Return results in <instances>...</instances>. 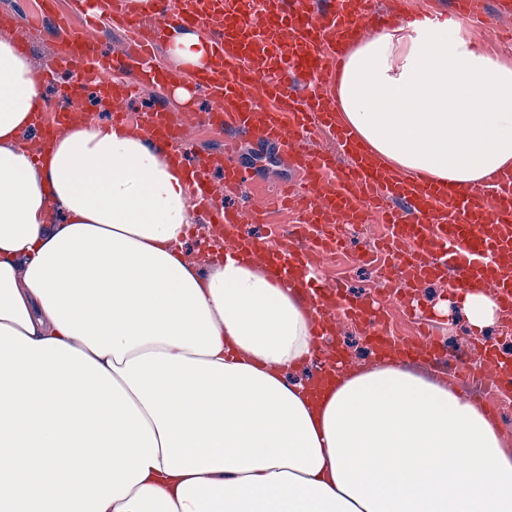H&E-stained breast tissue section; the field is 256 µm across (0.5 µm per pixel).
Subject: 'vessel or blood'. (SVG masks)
<instances>
[{
	"label": "vessel or blood",
	"instance_id": "obj_1",
	"mask_svg": "<svg viewBox=\"0 0 512 512\" xmlns=\"http://www.w3.org/2000/svg\"><path fill=\"white\" fill-rule=\"evenodd\" d=\"M38 5L63 33L52 72L72 75L64 96L77 85L94 88L111 106L114 123L133 125L169 152L194 187L193 205L212 214L227 251L244 259L266 254L269 277L294 283L308 308L321 311L322 322L313 325V353L324 346V320L339 310L364 326L377 353L441 357L444 349L431 332L413 342L392 336L384 304L397 296L410 300L412 288L450 273L456 288H488L501 298L505 314H512V169L476 188L403 177L373 164L369 146L337 119L333 86L345 51L375 30L407 21L398 8L379 9L377 0H112L108 17L129 29L132 40L124 51L108 54L90 31L68 28L57 18L54 0ZM179 28L203 29L209 66L188 71L155 65L156 49ZM188 84L208 90L214 101L210 126L234 139L278 147L299 179L289 192L302 205V236L266 249L248 230L259 223L258 214L213 206V170L224 172L225 197L243 198L253 188L232 150L186 163L178 149L182 129L165 106L143 112L135 123L121 108L144 88L168 91ZM74 117L52 109L50 120L38 123L40 139L62 134ZM322 133L333 139L335 151L309 148L308 139ZM374 222L385 227L379 248L385 266L402 273L409 292L389 284L379 299L349 300L335 282L307 280L320 259L341 248L343 225ZM474 350L491 361L502 392H511L512 359L495 357L485 342H475Z\"/></svg>",
	"mask_w": 512,
	"mask_h": 512
}]
</instances>
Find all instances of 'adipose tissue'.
<instances>
[{"mask_svg": "<svg viewBox=\"0 0 512 512\" xmlns=\"http://www.w3.org/2000/svg\"><path fill=\"white\" fill-rule=\"evenodd\" d=\"M338 118L460 187L512 166V64L460 24L348 49ZM0 37V512H512V450L449 383L378 359L314 394L312 317L261 263L185 261L166 150L79 117ZM44 112H51V119L45 121ZM79 112L59 110L54 105H46L38 116L37 134L44 144H47L52 136L62 134L66 130L67 123L78 117Z\"/></svg>", "mask_w": 512, "mask_h": 512, "instance_id": "1", "label": "adipose tissue"}]
</instances>
